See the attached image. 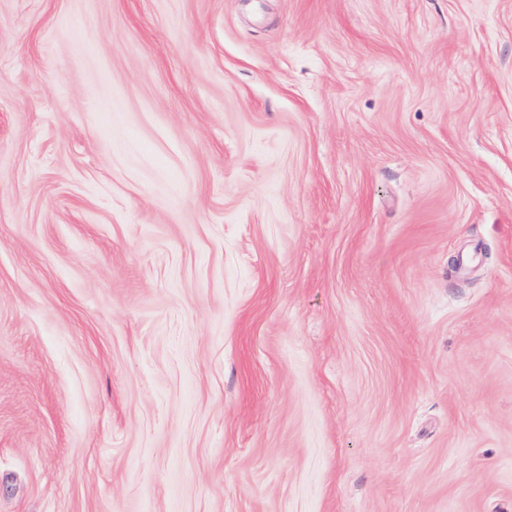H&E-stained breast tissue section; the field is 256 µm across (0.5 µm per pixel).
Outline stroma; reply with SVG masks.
I'll use <instances>...</instances> for the list:
<instances>
[{
    "mask_svg": "<svg viewBox=\"0 0 512 512\" xmlns=\"http://www.w3.org/2000/svg\"><path fill=\"white\" fill-rule=\"evenodd\" d=\"M0 512H512V0H0Z\"/></svg>",
    "mask_w": 512,
    "mask_h": 512,
    "instance_id": "obj_1",
    "label": "stroma"
}]
</instances>
